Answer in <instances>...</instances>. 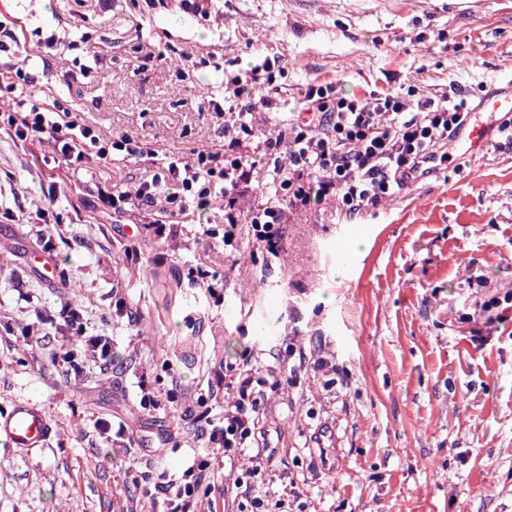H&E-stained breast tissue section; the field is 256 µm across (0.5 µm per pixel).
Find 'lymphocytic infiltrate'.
I'll return each instance as SVG.
<instances>
[{
  "mask_svg": "<svg viewBox=\"0 0 512 512\" xmlns=\"http://www.w3.org/2000/svg\"><path fill=\"white\" fill-rule=\"evenodd\" d=\"M32 78L15 68L0 93L16 98L13 110L0 114V128L21 142L49 145L55 163L78 171L90 162L107 163L114 157H153L145 143L122 134L102 137L76 109L64 103H48L26 92ZM277 92L274 72L252 68L224 80L223 99L204 101L224 134L218 150L204 149L182 158L169 159L151 179H131L128 189H98L97 200L113 213L146 211L154 226L173 223L188 210L207 209L212 200L224 202V243L232 245L241 220H248L259 249L279 253L283 226L288 219L334 199L346 216L377 207L383 200L407 188L420 159L448 160V140L468 111V89L450 84L440 97L373 91L364 96L336 95L332 87L306 85L299 89L302 103L288 124L275 133L259 135L255 113L259 107L253 91ZM270 172L274 193L266 203L243 209L241 200L250 189L256 170ZM63 319L83 340L86 357L100 371L112 363L107 337L86 333L83 314L69 304L58 313H46L43 324ZM259 369L250 359L229 364L212 387L224 396V421L214 427L207 403L193 415L201 427V446L178 477L166 472L151 478L149 496L162 512H196L200 498L208 496L207 477L220 457L250 452V464L236 487L252 490L250 505L261 512L265 502L254 489L266 480L265 437L259 436L254 415L261 399L253 385Z\"/></svg>",
  "mask_w": 512,
  "mask_h": 512,
  "instance_id": "1",
  "label": "lymphocytic infiltrate"
}]
</instances>
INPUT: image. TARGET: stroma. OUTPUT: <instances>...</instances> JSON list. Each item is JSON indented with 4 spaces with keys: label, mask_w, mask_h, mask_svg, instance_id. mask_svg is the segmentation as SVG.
<instances>
[{
    "label": "stroma",
    "mask_w": 512,
    "mask_h": 512,
    "mask_svg": "<svg viewBox=\"0 0 512 512\" xmlns=\"http://www.w3.org/2000/svg\"><path fill=\"white\" fill-rule=\"evenodd\" d=\"M0 25L21 40L31 93L75 102L101 135L161 156L220 147L198 101L263 63L287 70L262 108L271 129L299 110L302 84L350 97L512 80V0H213L206 19L178 0H5ZM41 30L56 31L55 48ZM139 47L173 58L149 62ZM47 154L0 132V205L16 215L0 216V411L31 401L54 427L40 452L0 444V512H156L141 472H181L199 433L187 408L246 355L267 382L294 378L257 416L275 450L267 499L292 485L306 512H512V307L492 325L465 319L512 292V140L356 220L332 202L292 217L276 257L246 223L225 245L217 205L160 234L144 215L97 208ZM355 224L365 246L343 272ZM46 254L60 280L36 270ZM119 299L132 319L115 316ZM67 301L111 339L107 372L55 363L60 343L81 348L58 325L47 349L25 345L37 311ZM292 344L323 349L336 371L279 363ZM146 388L159 409L141 408ZM112 417L129 446L95 431ZM210 483L217 512H247L230 466Z\"/></svg>",
    "instance_id": "35a3bbf8"
}]
</instances>
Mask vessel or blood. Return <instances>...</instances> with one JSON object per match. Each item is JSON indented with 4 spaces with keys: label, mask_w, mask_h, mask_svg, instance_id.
Segmentation results:
<instances>
[{
    "label": "vessel or blood",
    "mask_w": 512,
    "mask_h": 512,
    "mask_svg": "<svg viewBox=\"0 0 512 512\" xmlns=\"http://www.w3.org/2000/svg\"><path fill=\"white\" fill-rule=\"evenodd\" d=\"M512 121V82L502 84L470 111L467 120L453 133L449 156L475 160L485 155L505 123ZM52 420L39 404L15 403L0 413V442L12 448L31 450L45 447L52 435Z\"/></svg>",
    "instance_id": "vessel-or-blood-1"
}]
</instances>
